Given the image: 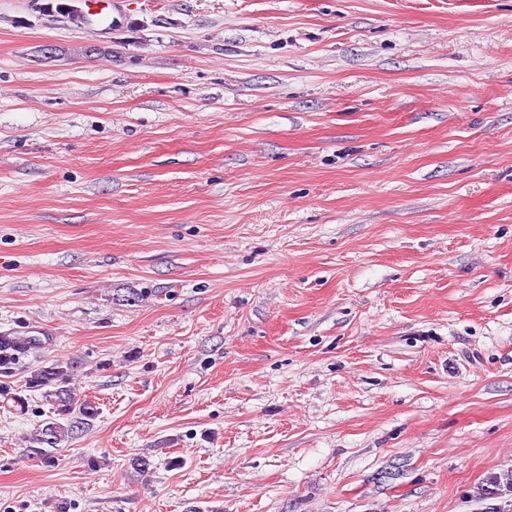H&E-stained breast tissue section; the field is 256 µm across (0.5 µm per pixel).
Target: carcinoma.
Wrapping results in <instances>:
<instances>
[{
  "label": "carcinoma",
  "mask_w": 512,
  "mask_h": 512,
  "mask_svg": "<svg viewBox=\"0 0 512 512\" xmlns=\"http://www.w3.org/2000/svg\"><path fill=\"white\" fill-rule=\"evenodd\" d=\"M31 346V340L18 338L7 333L0 336V362H7L14 356L23 354ZM71 363L57 362L40 369L31 376L30 384L35 387H51L49 396L58 404L61 419H51L35 428L32 440L48 448H56L69 438L75 430L86 424L96 415L95 408L87 403L74 402L71 389L66 387L72 376Z\"/></svg>",
  "instance_id": "1"
}]
</instances>
